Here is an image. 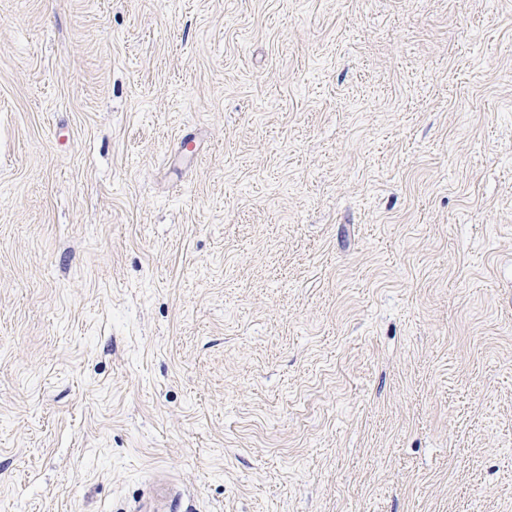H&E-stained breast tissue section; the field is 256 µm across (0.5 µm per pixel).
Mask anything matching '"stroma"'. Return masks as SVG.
Listing matches in <instances>:
<instances>
[{
  "label": "stroma",
  "mask_w": 512,
  "mask_h": 512,
  "mask_svg": "<svg viewBox=\"0 0 512 512\" xmlns=\"http://www.w3.org/2000/svg\"><path fill=\"white\" fill-rule=\"evenodd\" d=\"M0 512H512V0H0Z\"/></svg>",
  "instance_id": "obj_1"
}]
</instances>
